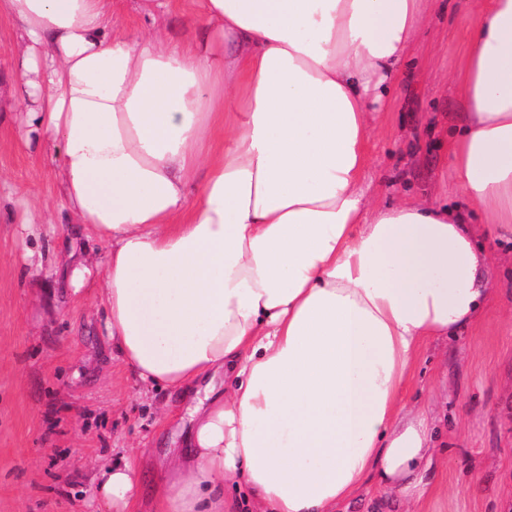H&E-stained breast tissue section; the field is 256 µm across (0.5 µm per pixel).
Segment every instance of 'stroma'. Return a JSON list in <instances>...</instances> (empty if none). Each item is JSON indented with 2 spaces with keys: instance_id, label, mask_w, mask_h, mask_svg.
Masks as SVG:
<instances>
[{
  "instance_id": "35a3bbf8",
  "label": "stroma",
  "mask_w": 512,
  "mask_h": 512,
  "mask_svg": "<svg viewBox=\"0 0 512 512\" xmlns=\"http://www.w3.org/2000/svg\"><path fill=\"white\" fill-rule=\"evenodd\" d=\"M465 0H431L394 90L372 121L367 171L377 205L405 192L440 200L449 133L460 123L455 82L467 32ZM59 153L29 148L14 114L0 112V512H90L93 465L138 453L137 512H153L151 486L182 438L158 413L186 408L146 392L114 356L94 287L75 295L67 268L104 259L61 200ZM53 221L23 229L44 202ZM497 289L463 343L427 342L405 394L430 409L447 470L415 512H512V238L489 237Z\"/></svg>"
}]
</instances>
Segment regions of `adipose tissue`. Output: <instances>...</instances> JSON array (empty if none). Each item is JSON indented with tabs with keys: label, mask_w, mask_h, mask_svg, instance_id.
Wrapping results in <instances>:
<instances>
[{
	"label": "adipose tissue",
	"mask_w": 512,
	"mask_h": 512,
	"mask_svg": "<svg viewBox=\"0 0 512 512\" xmlns=\"http://www.w3.org/2000/svg\"><path fill=\"white\" fill-rule=\"evenodd\" d=\"M199 37L124 31L113 0H0L24 50L9 107L57 147L69 212L107 246L96 306L144 389L194 400L155 512L417 505L448 465L404 393L425 341L489 306L481 229L512 231V0H470L449 203L367 192L374 103L427 0H196ZM466 207L454 205V198ZM94 512L141 494L95 466Z\"/></svg>",
	"instance_id": "adipose-tissue-1"
}]
</instances>
